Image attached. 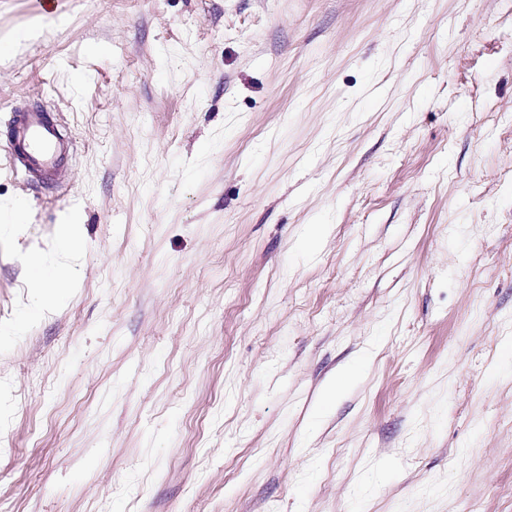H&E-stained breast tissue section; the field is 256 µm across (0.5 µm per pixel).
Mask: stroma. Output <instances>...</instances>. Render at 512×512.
<instances>
[{
  "mask_svg": "<svg viewBox=\"0 0 512 512\" xmlns=\"http://www.w3.org/2000/svg\"><path fill=\"white\" fill-rule=\"evenodd\" d=\"M511 347L512 0H0V512H512ZM11 157L32 178L52 180L68 149L57 124L44 109L22 108L14 111ZM34 288H40V307L50 306L54 300L55 291L71 285L68 273L60 267L45 266L39 255V250L32 251L27 257Z\"/></svg>",
  "mask_w": 512,
  "mask_h": 512,
  "instance_id": "obj_1",
  "label": "stroma"
}]
</instances>
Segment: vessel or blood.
<instances>
[{
    "instance_id": "obj_1",
    "label": "vessel or blood",
    "mask_w": 512,
    "mask_h": 512,
    "mask_svg": "<svg viewBox=\"0 0 512 512\" xmlns=\"http://www.w3.org/2000/svg\"><path fill=\"white\" fill-rule=\"evenodd\" d=\"M12 129L14 164L37 180L53 179L68 144L49 113L39 107L15 110Z\"/></svg>"
}]
</instances>
